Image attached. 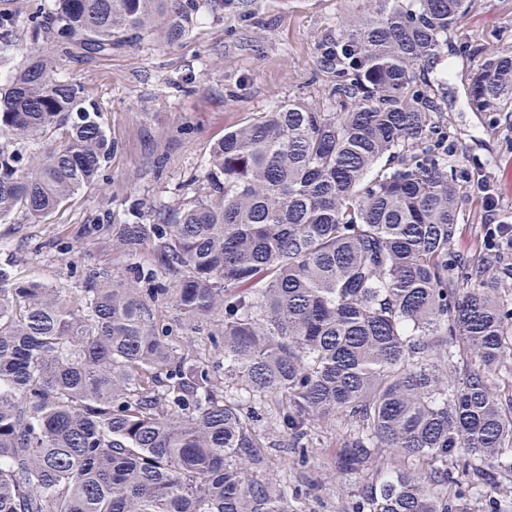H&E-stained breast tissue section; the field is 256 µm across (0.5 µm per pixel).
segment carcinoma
I'll return each mask as SVG.
<instances>
[{
    "mask_svg": "<svg viewBox=\"0 0 512 512\" xmlns=\"http://www.w3.org/2000/svg\"><path fill=\"white\" fill-rule=\"evenodd\" d=\"M375 2L321 47L336 111L290 100L225 131L202 193L122 225L133 278L89 271L71 301L0 268V512H293L312 486L266 476L269 433L302 461L338 419L339 472L390 463L352 512H470L478 484L512 474V303L489 258L454 252L459 177L416 74L466 0ZM196 18L197 0H55L29 33L95 58L149 31L175 43ZM467 96L512 112V54ZM58 131L35 163L19 148ZM115 149L86 87L29 53L0 94V221L42 222ZM158 268L169 287H140ZM216 317L222 363L193 339Z\"/></svg>",
    "mask_w": 512,
    "mask_h": 512,
    "instance_id": "cac0c4a2",
    "label": "carcinoma"
}]
</instances>
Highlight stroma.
Here are the masks:
<instances>
[{
  "mask_svg": "<svg viewBox=\"0 0 512 512\" xmlns=\"http://www.w3.org/2000/svg\"><path fill=\"white\" fill-rule=\"evenodd\" d=\"M195 24L179 42L147 36L112 55L83 59L57 46L50 52L59 78L86 85L101 110V122L118 148L107 180L81 190L34 224L22 211L0 222V267L14 280L51 281L68 299L82 286L74 272L91 266L124 279L114 258L118 225L140 218L152 223L159 212L201 192L213 144L226 129L243 124L277 103L300 100L332 112L336 75L323 67L320 49L347 32L375 7L373 0H199ZM468 13L452 43L466 56L440 54L425 70L448 124V163L478 170L491 185L495 212H487L471 183L458 199L454 249L471 260L494 217L512 216V113L472 111L468 78L485 56L512 53V0H467ZM54 0H0V14L16 16L10 44L0 43V87L22 66L33 45L27 17L49 10ZM341 430H319L306 465L282 453L271 476L285 473L313 483L312 497L299 512H349L351 495L368 471L343 476L336 471Z\"/></svg>",
  "mask_w": 512,
  "mask_h": 512,
  "instance_id": "stroma-1",
  "label": "stroma"
}]
</instances>
